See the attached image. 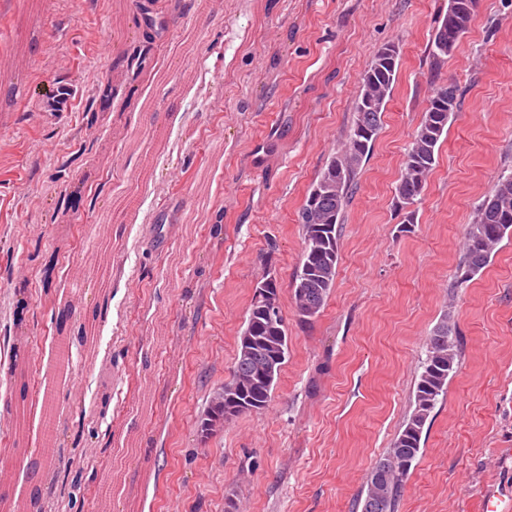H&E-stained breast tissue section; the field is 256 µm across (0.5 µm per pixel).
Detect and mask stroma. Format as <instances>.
Returning <instances> with one entry per match:
<instances>
[{
	"mask_svg": "<svg viewBox=\"0 0 512 512\" xmlns=\"http://www.w3.org/2000/svg\"><path fill=\"white\" fill-rule=\"evenodd\" d=\"M447 5L217 0L202 18L196 0H56L47 14L0 0V465L17 472L12 499L26 501L43 456L49 386L60 474L43 484V512H95L110 478V512H224L230 493L238 512H351L446 314L463 362L398 512H482L485 483L512 484V238L455 282L474 210L512 168V0H481L448 60L461 106L410 232L395 208ZM386 42L402 53L393 99L345 212L336 284L305 324L290 287L297 212ZM70 86L69 121L44 118L43 95ZM63 192L76 208L60 209ZM269 274L288 324L272 402L201 441L196 422ZM102 305L93 339H71L58 366L59 310ZM13 365L29 381L20 430Z\"/></svg>",
	"mask_w": 512,
	"mask_h": 512,
	"instance_id": "obj_1",
	"label": "stroma"
}]
</instances>
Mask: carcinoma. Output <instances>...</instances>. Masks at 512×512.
<instances>
[{"label":"carcinoma","mask_w":512,"mask_h":512,"mask_svg":"<svg viewBox=\"0 0 512 512\" xmlns=\"http://www.w3.org/2000/svg\"><path fill=\"white\" fill-rule=\"evenodd\" d=\"M455 10L437 15L425 49L430 71V95L423 119L405 152L395 199L411 197L419 202L427 180L438 161L450 112H457L461 94L456 81L444 76L448 57L467 34L480 0H457ZM401 53L386 55L378 47L367 61L359 92L352 103V118L343 148L321 168L298 210L297 223L303 251L292 275L295 310L304 323L324 308L336 282L339 240L345 210L357 187L358 175L370 158L382 129V117L392 100ZM512 236V172L503 173L479 204L464 239L461 278L478 274L498 251L504 238ZM264 303L252 300L244 328L237 337V353L224 391V407L209 400L206 413L226 421L231 409L237 415L266 410L288 356V326L284 317L271 319ZM463 351L455 322L445 315L426 343L425 358L413 391V409L390 448L377 459L366 483L353 502V512H397L410 470L421 456L426 423L436 405L448 393V379L462 364ZM274 366L264 384L261 372ZM56 460L48 455L29 467L30 512H41L42 482L55 472Z\"/></svg>","instance_id":"cac0c4a2"}]
</instances>
